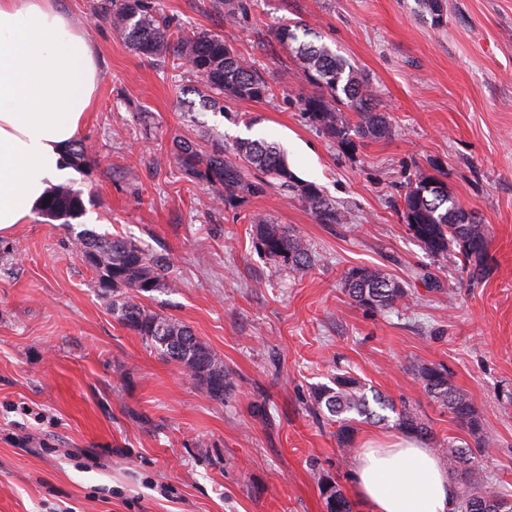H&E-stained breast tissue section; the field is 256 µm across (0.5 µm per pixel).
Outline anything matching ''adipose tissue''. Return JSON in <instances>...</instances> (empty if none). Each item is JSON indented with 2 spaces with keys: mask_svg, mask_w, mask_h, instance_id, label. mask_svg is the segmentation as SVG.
<instances>
[{
  "mask_svg": "<svg viewBox=\"0 0 512 512\" xmlns=\"http://www.w3.org/2000/svg\"><path fill=\"white\" fill-rule=\"evenodd\" d=\"M98 74L94 42L56 0H0V231L70 177ZM353 480L370 512H452L456 497L438 456L407 438L360 448Z\"/></svg>",
  "mask_w": 512,
  "mask_h": 512,
  "instance_id": "1",
  "label": "adipose tissue"
}]
</instances>
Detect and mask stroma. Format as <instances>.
I'll return each instance as SVG.
<instances>
[{
  "label": "stroma",
  "mask_w": 512,
  "mask_h": 512,
  "mask_svg": "<svg viewBox=\"0 0 512 512\" xmlns=\"http://www.w3.org/2000/svg\"><path fill=\"white\" fill-rule=\"evenodd\" d=\"M100 2L58 0L100 60L80 134L91 162L69 180L87 215L0 232V512H326L323 477L369 512L313 389L345 373L413 404L437 441L462 438L413 375L430 363L471 397L493 443L480 483L512 501V0H443L438 27L415 0H241L232 25L217 0H157L184 27L223 36L274 90L214 106L186 68L135 53L97 17ZM284 18L368 77L389 137L345 151L308 123L299 96L311 87L271 33ZM242 138L278 143L342 222L316 223L276 192L225 205L174 155L180 140ZM421 171L488 224L482 281L409 230L401 200ZM257 214L307 241L309 270L273 266ZM87 227L169 258L175 287L137 301L223 358L234 378L223 400L113 317L71 247ZM359 266L415 302L381 314L352 303L343 278Z\"/></svg>",
  "instance_id": "obj_1"
}]
</instances>
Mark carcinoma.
Segmentation results:
<instances>
[{
    "mask_svg": "<svg viewBox=\"0 0 512 512\" xmlns=\"http://www.w3.org/2000/svg\"><path fill=\"white\" fill-rule=\"evenodd\" d=\"M419 11L441 26L442 0H415ZM101 17L112 24L139 55L160 60L171 56L199 79L207 100L220 96L261 101L272 89L237 50L218 34L187 31L172 25L156 8L155 0H103ZM297 23L282 22L273 35L303 64L305 80L313 91L300 97L303 114L313 127L340 148H350L357 139H381L391 134V124L380 109L366 79L351 61L325 43L299 38ZM352 112L350 121L342 110ZM181 166L196 180L220 188L219 199L230 205L244 195H264L268 190L285 192L298 199L318 224H338L341 212L320 186L299 179L289 168L280 147L265 139H241L232 148L211 144L203 152L190 141L176 143ZM402 209L412 235L427 254L437 258L458 255L460 266L474 280L488 274V225L467 211L444 186V181L421 173L405 192ZM40 213L68 224L85 214L81 194L68 185L51 191ZM261 249L278 266L295 271L309 267L305 240L275 222L270 216L250 218ZM78 256L96 275L101 296L109 300L112 314L126 328L141 337L145 345L163 359L182 366L212 399L222 400L232 386V374L224 360L182 321L158 314L133 299L135 293L169 288L170 262L137 243L85 229L72 242ZM344 290L356 305L371 311H390L411 296L388 274L375 267H353L344 275ZM416 378L429 397L448 409L452 419L475 440V447L454 440L435 441L432 428L407 404L397 409L379 392L367 395L356 378L340 374L332 385L322 384L313 394L317 407L324 408L338 423L336 438L340 449L351 450V437L358 423L379 424L388 420L383 411L396 414L395 427L424 439L443 457L448 475L459 485V512H512V503L479 486L478 457L489 445L472 400L451 384L441 364L418 367ZM327 512H353L354 504L337 482L320 480Z\"/></svg>",
    "mask_w": 512,
    "mask_h": 512,
    "instance_id": "cac0c4a2",
    "label": "carcinoma"
}]
</instances>
